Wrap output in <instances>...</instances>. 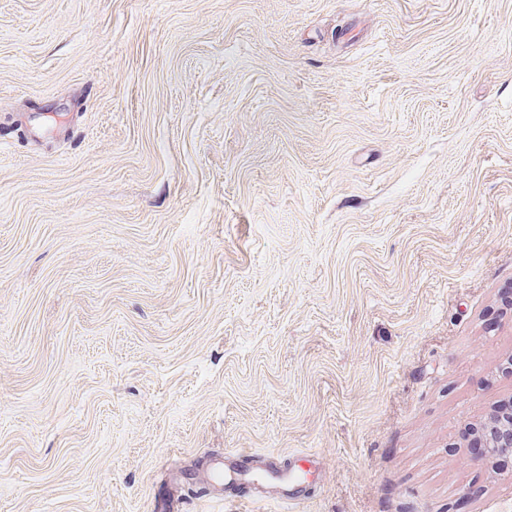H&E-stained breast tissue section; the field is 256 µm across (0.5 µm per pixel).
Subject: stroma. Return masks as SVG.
Segmentation results:
<instances>
[{
    "instance_id": "obj_1",
    "label": "stroma",
    "mask_w": 512,
    "mask_h": 512,
    "mask_svg": "<svg viewBox=\"0 0 512 512\" xmlns=\"http://www.w3.org/2000/svg\"><path fill=\"white\" fill-rule=\"evenodd\" d=\"M512 0H0V512H512ZM481 431L486 435L483 453L492 454L512 449V417L506 416L504 419L496 412ZM190 480L207 486L212 495L235 503L298 505L312 491L303 472L291 461L285 465L252 449L225 451L189 472Z\"/></svg>"
}]
</instances>
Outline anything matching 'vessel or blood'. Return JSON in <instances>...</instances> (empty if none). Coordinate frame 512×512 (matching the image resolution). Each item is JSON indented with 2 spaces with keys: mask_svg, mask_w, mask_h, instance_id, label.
Returning <instances> with one entry per match:
<instances>
[{
  "mask_svg": "<svg viewBox=\"0 0 512 512\" xmlns=\"http://www.w3.org/2000/svg\"><path fill=\"white\" fill-rule=\"evenodd\" d=\"M220 500L235 503L296 505L311 495V486L295 464H284L248 448L209 458L190 473Z\"/></svg>",
  "mask_w": 512,
  "mask_h": 512,
  "instance_id": "b4317fda",
  "label": "vessel or blood"
}]
</instances>
